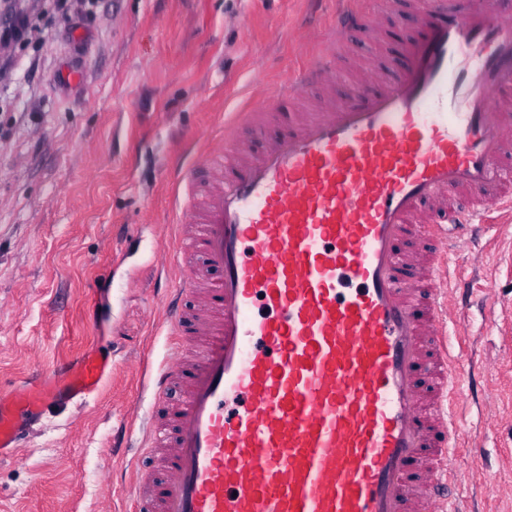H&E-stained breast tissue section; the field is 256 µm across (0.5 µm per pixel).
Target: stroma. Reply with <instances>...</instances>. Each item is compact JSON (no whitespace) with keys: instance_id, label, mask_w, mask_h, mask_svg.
<instances>
[{"instance_id":"1","label":"stroma","mask_w":512,"mask_h":512,"mask_svg":"<svg viewBox=\"0 0 512 512\" xmlns=\"http://www.w3.org/2000/svg\"><path fill=\"white\" fill-rule=\"evenodd\" d=\"M411 2L388 0L374 39L338 42L345 84L278 102L269 130L383 65ZM55 3L0 0V22L22 13L34 27L27 43L0 47V384L92 347L114 370L97 396L53 406L0 459V512H129L132 467L145 460L133 432L170 356L168 226L192 199L176 176L244 93L265 94L313 58L298 27H328L332 14L310 0H91L75 66ZM453 265L482 277L465 334L495 410L466 416L462 438L482 453L454 467L468 507L512 512V231L491 230Z\"/></svg>"}]
</instances>
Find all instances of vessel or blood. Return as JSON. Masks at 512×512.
<instances>
[{
  "label": "vessel or blood",
  "mask_w": 512,
  "mask_h": 512,
  "mask_svg": "<svg viewBox=\"0 0 512 512\" xmlns=\"http://www.w3.org/2000/svg\"><path fill=\"white\" fill-rule=\"evenodd\" d=\"M359 3L337 0V36L376 33ZM417 9L337 107L258 154L225 126L201 155L205 200L169 226L173 347L141 428L162 476L137 477L132 512H466L453 430L481 387L448 348L467 304L450 257L512 214V20ZM339 79L323 53L277 94ZM111 371L92 348L0 388V458Z\"/></svg>",
  "instance_id": "b4317fda"
}]
</instances>
